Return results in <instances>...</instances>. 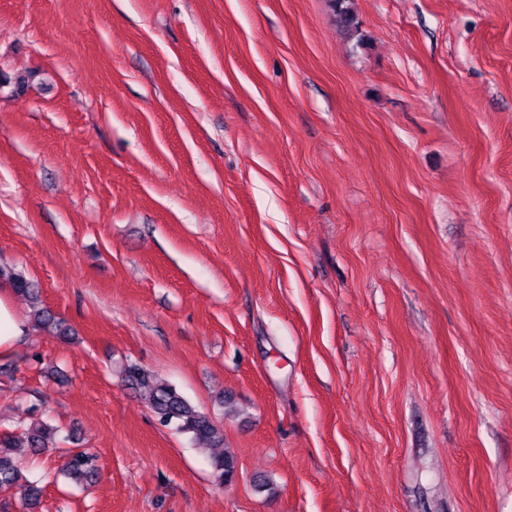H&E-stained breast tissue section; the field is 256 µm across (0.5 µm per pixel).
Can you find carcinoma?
I'll use <instances>...</instances> for the list:
<instances>
[{
    "instance_id": "1",
    "label": "carcinoma",
    "mask_w": 512,
    "mask_h": 512,
    "mask_svg": "<svg viewBox=\"0 0 512 512\" xmlns=\"http://www.w3.org/2000/svg\"><path fill=\"white\" fill-rule=\"evenodd\" d=\"M331 8L337 22L346 29L356 25V17L350 6V0H330ZM0 279H7L13 288L26 296L32 305L31 319L35 322L50 325L54 318L43 307L39 290L33 282L22 274L0 266ZM123 372L133 389L144 396L152 413L160 424L172 426L181 433L189 434L195 439L213 442L221 439V433L213 421L203 412L194 407L175 386L160 381L149 370L130 364ZM57 432L55 426L47 421H37L30 425L27 432V447L38 453L46 449V443ZM18 445L8 435L0 436V490L15 486L21 479L15 459ZM212 466L217 478L225 483L235 477L237 461L233 453L226 451L212 458ZM98 471V456L87 450H79L71 455L68 463V476L82 482L90 479ZM42 497V488L35 482L25 486L24 501L27 512H37Z\"/></svg>"
}]
</instances>
